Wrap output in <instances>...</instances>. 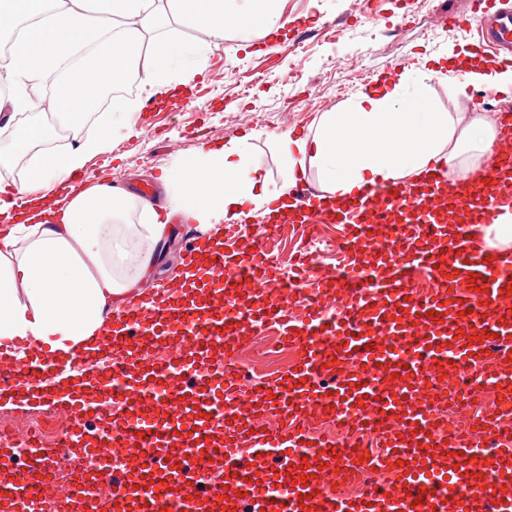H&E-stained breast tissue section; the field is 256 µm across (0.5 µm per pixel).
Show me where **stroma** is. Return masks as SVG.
I'll list each match as a JSON object with an SVG mask.
<instances>
[{"instance_id": "35a3bbf8", "label": "stroma", "mask_w": 512, "mask_h": 512, "mask_svg": "<svg viewBox=\"0 0 512 512\" xmlns=\"http://www.w3.org/2000/svg\"><path fill=\"white\" fill-rule=\"evenodd\" d=\"M283 14L288 47L280 53H268L260 33L243 42L231 29L226 42L236 48L234 59L213 50L203 75L166 100L149 102L140 85L116 97L135 112L150 109L157 129L113 131L111 151L92 158L86 174L136 194L197 147L238 142L268 190H277L288 179L277 138L299 127L314 133L323 111H346L364 83L396 63L410 68L409 83L425 78L436 111H470L455 73L467 69L478 47L468 29L448 27L449 18H469V0H370L364 11L357 0H284ZM320 95L328 107L308 108Z\"/></svg>"}]
</instances>
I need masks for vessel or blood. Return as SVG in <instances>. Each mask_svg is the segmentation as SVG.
<instances>
[{"label":"vessel or blood","mask_w":512,"mask_h":512,"mask_svg":"<svg viewBox=\"0 0 512 512\" xmlns=\"http://www.w3.org/2000/svg\"><path fill=\"white\" fill-rule=\"evenodd\" d=\"M471 15L480 46L512 67V6L471 0ZM497 122L500 160L481 180L438 173L380 182L336 209L299 182L249 240L229 246L192 236L179 287L113 317L100 376L85 374L82 354L43 348L21 367L14 348L1 347L0 400L69 413L73 448L92 452L106 478L113 449L168 452L164 468L145 472L128 494L135 512H222L229 498L248 512H512V429L492 418L478 434L438 436L427 397L442 383L465 401L492 387L512 413V264L489 254L481 233L512 208V114ZM335 223L345 227L346 262L331 276L332 311L311 302L301 318L286 319L297 291L261 235L279 224ZM379 224L396 231L378 238ZM433 269L445 275L442 291L416 294L414 274ZM273 321L298 353L285 373L246 384L210 370L212 340L223 341L229 366L240 330L258 336ZM159 345L168 350L161 361L153 356ZM116 352L138 370L116 366ZM107 386L122 394L125 415L88 433L86 416L101 409L95 395ZM321 408L353 416L356 435L332 442L296 426L301 413ZM247 427L255 436L244 450L237 434ZM21 447L30 467L54 468L52 450L27 440L1 444L0 458ZM203 453L223 469V485L202 475L174 493L162 489L184 456ZM305 462L317 472L304 487L296 479ZM374 466L388 468L389 486L355 498L330 494L338 471ZM0 512H39L20 476L0 480Z\"/></svg>","instance_id":"1"}]
</instances>
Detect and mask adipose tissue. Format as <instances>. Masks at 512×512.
Returning a JSON list of instances; mask_svg holds the SVG:
<instances>
[{
	"label": "adipose tissue",
	"instance_id": "1",
	"mask_svg": "<svg viewBox=\"0 0 512 512\" xmlns=\"http://www.w3.org/2000/svg\"><path fill=\"white\" fill-rule=\"evenodd\" d=\"M282 0H0V29L15 31L0 54V83L21 90L0 98V112L25 113L6 123L0 170L25 163V175L0 228V345L19 343L18 361L43 344L89 352L104 340L112 315L159 262L180 213L215 229L265 216L274 198L247 162L240 144L197 149L166 170L165 202L155 207L103 182L80 189L73 177L106 152L112 125L132 127L128 110L113 112L75 147H46L55 129L78 128L97 109L105 88L136 74L152 98L166 96L174 78L191 80L224 43L228 27L241 32L283 27ZM203 32L200 40L164 38L171 23ZM54 88V122L38 96ZM497 126L483 112H438L424 88L406 93L403 82L359 95L348 112H327L311 137L284 134L277 149L289 177L315 169L328 202L342 203L378 180H417L431 170L469 175L490 156ZM68 185L52 207L58 186ZM140 204V221L125 223L127 206Z\"/></svg>",
	"mask_w": 512,
	"mask_h": 512
}]
</instances>
